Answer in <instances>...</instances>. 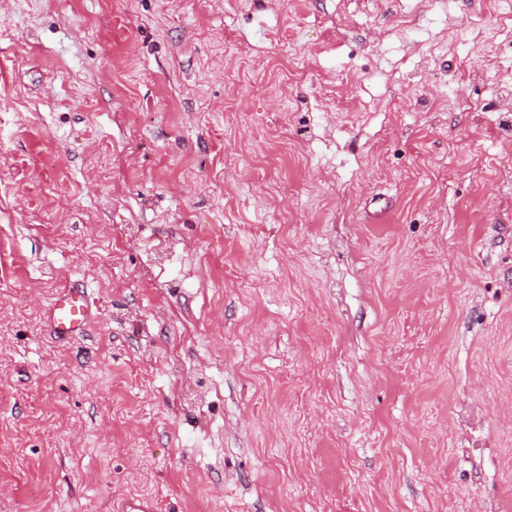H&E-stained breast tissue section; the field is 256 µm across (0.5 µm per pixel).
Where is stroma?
I'll list each match as a JSON object with an SVG mask.
<instances>
[{"instance_id":"1","label":"stroma","mask_w":512,"mask_h":512,"mask_svg":"<svg viewBox=\"0 0 512 512\" xmlns=\"http://www.w3.org/2000/svg\"><path fill=\"white\" fill-rule=\"evenodd\" d=\"M418 9L0 0V512H512V10ZM93 306L92 297L83 288H62L49 303L46 320L59 338L84 336L93 319Z\"/></svg>"}]
</instances>
